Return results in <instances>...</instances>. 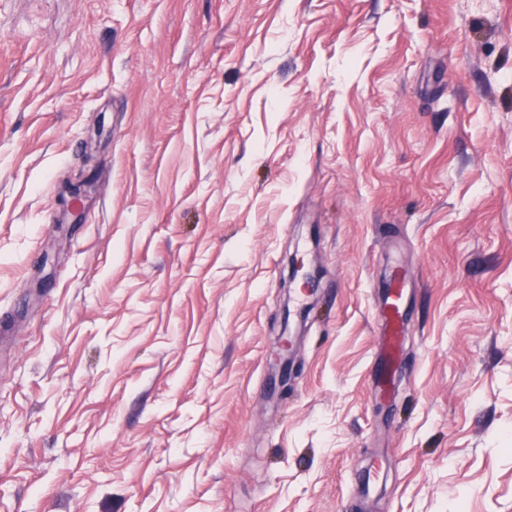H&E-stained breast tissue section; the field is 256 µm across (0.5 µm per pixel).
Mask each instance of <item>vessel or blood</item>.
<instances>
[{
	"instance_id": "vessel-or-blood-1",
	"label": "vessel or blood",
	"mask_w": 512,
	"mask_h": 512,
	"mask_svg": "<svg viewBox=\"0 0 512 512\" xmlns=\"http://www.w3.org/2000/svg\"><path fill=\"white\" fill-rule=\"evenodd\" d=\"M407 272L392 268L389 285L384 289L377 306L381 321L382 347L377 358L374 383L382 397H390L396 390V380L401 369L398 353L410 320L407 294Z\"/></svg>"
}]
</instances>
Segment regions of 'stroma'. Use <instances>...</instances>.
Returning <instances> with one entry per match:
<instances>
[{
  "instance_id": "35a3bbf8",
  "label": "stroma",
  "mask_w": 512,
  "mask_h": 512,
  "mask_svg": "<svg viewBox=\"0 0 512 512\" xmlns=\"http://www.w3.org/2000/svg\"><path fill=\"white\" fill-rule=\"evenodd\" d=\"M0 512H512V0H0ZM289 282L292 284L296 278L304 277L309 282L316 283L320 278V272L313 262L304 261V257L298 256V252L294 251L288 257ZM406 287L407 271L401 267L392 268L389 285L384 287L377 306L382 327V347L377 358L374 383L383 398L395 392L398 372L401 370L398 352L410 320ZM285 317L275 336L273 355V378L279 384L282 392L288 390V380L291 373L292 360L295 353V338L291 336L289 320L291 316L290 300L284 305Z\"/></svg>"
}]
</instances>
